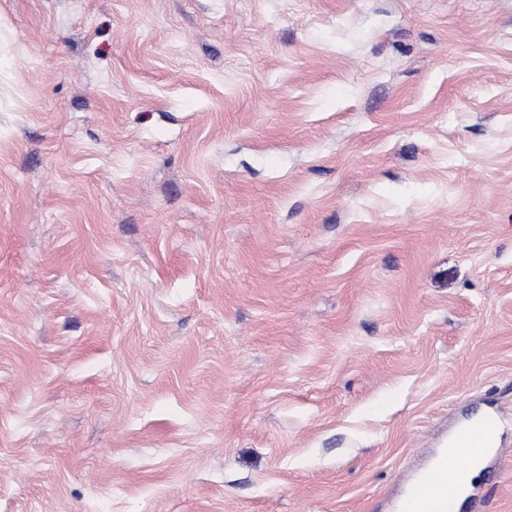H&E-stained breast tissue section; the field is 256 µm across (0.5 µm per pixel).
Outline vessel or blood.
<instances>
[{
	"mask_svg": "<svg viewBox=\"0 0 512 512\" xmlns=\"http://www.w3.org/2000/svg\"><path fill=\"white\" fill-rule=\"evenodd\" d=\"M494 445V436L482 423H469L450 448L437 450L430 465L410 484L399 512H457L458 493L469 482L466 460Z\"/></svg>",
	"mask_w": 512,
	"mask_h": 512,
	"instance_id": "1",
	"label": "vessel or blood"
}]
</instances>
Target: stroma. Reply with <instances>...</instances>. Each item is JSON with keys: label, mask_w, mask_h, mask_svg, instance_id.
Returning <instances> with one entry per match:
<instances>
[{"label": "stroma", "mask_w": 512, "mask_h": 512, "mask_svg": "<svg viewBox=\"0 0 512 512\" xmlns=\"http://www.w3.org/2000/svg\"><path fill=\"white\" fill-rule=\"evenodd\" d=\"M512 512V0H0V512ZM494 436L483 423L471 422L451 441V448L437 450L430 465L410 484L399 512H456L458 493L469 483L465 460L480 448H494Z\"/></svg>", "instance_id": "stroma-1"}]
</instances>
